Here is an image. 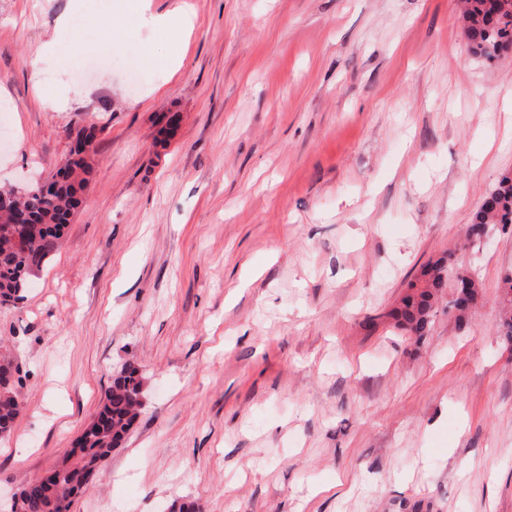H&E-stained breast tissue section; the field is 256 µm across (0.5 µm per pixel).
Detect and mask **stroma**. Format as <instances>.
Instances as JSON below:
<instances>
[{"mask_svg":"<svg viewBox=\"0 0 512 512\" xmlns=\"http://www.w3.org/2000/svg\"><path fill=\"white\" fill-rule=\"evenodd\" d=\"M137 2L0 0V186L102 130L0 307L23 374L0 496L132 363L142 412L69 512H512V233L464 237L512 172V54H468L458 0ZM450 249L482 284L468 324L448 287L428 335L396 328ZM501 302L503 305L502 317L500 320L504 338L512 342V275H506L502 279Z\"/></svg>","mask_w":512,"mask_h":512,"instance_id":"obj_1","label":"stroma"}]
</instances>
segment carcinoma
Returning a JSON list of instances; mask_svg holds the SVG:
<instances>
[{
	"label": "carcinoma",
	"instance_id": "1",
	"mask_svg": "<svg viewBox=\"0 0 512 512\" xmlns=\"http://www.w3.org/2000/svg\"><path fill=\"white\" fill-rule=\"evenodd\" d=\"M492 0H461L465 34L469 52L488 62L500 58L502 47L512 44V0H501L498 9L488 8ZM90 165L86 159L73 160L53 175L57 187L50 199L38 194L20 195L15 189H0V305H12L22 298L27 278L57 250L63 229L82 202ZM19 205L25 206L33 221L28 243L17 248L6 230L9 214ZM499 224H512V173L502 175L491 194L475 212L467 225L471 230L488 232ZM455 264V253L448 251L430 263L422 272V283L411 284L393 311L397 325L424 336L429 330L430 316L442 289L446 287L448 268ZM481 285L470 282L459 291L453 306L459 311L458 325L469 319ZM500 320L504 338L512 342V275L502 279ZM22 378L7 387L0 386V433L9 436L22 410L20 388ZM142 379L139 369L129 364L112 378L102 407L93 422L77 439L79 453H70L73 462L47 482L27 480L20 486L18 509L9 512H64L72 500L88 485L102 463L112 455L131 430L143 408Z\"/></svg>",
	"mask_w": 512,
	"mask_h": 512
}]
</instances>
